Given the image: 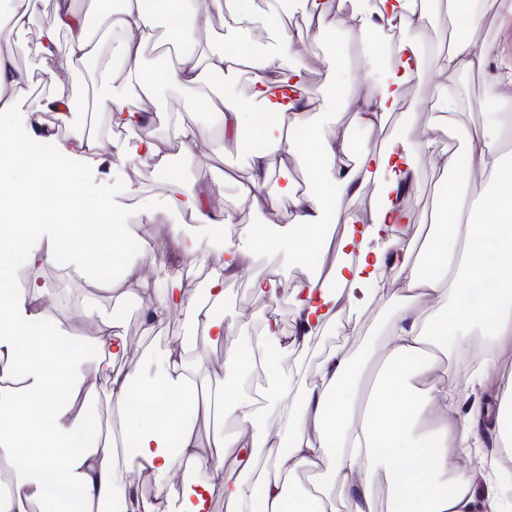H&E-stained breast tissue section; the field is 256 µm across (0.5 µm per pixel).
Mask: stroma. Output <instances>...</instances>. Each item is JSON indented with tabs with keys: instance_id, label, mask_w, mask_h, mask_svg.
Masks as SVG:
<instances>
[{
	"instance_id": "35a3bbf8",
	"label": "stroma",
	"mask_w": 512,
	"mask_h": 512,
	"mask_svg": "<svg viewBox=\"0 0 512 512\" xmlns=\"http://www.w3.org/2000/svg\"><path fill=\"white\" fill-rule=\"evenodd\" d=\"M500 2L484 0L482 21L470 32L473 41L493 44L495 50L485 70L466 74L459 79L460 109L454 118L453 129L435 128V117L424 106L437 85L436 78L427 69L422 70L403 89L397 108L389 118L390 124H398L405 114H414L419 127H434L435 147L439 150L460 147L458 129L481 128L487 110L490 75L502 74L506 69L512 71V17L504 12ZM41 29V19L31 17L18 32L15 43L0 45V59L27 75L33 85L49 82L42 70V57L38 52ZM19 41L28 46V53L17 51L15 44ZM292 64L302 70L313 93L306 111L315 131L325 136L344 135L352 143H361L363 133L355 124L353 109L343 108L339 101L331 98L329 87L340 75L355 88L379 81L386 67L385 61L372 55L368 44L351 37L346 41L341 62H334L320 39L312 35L305 45L297 47ZM183 105L184 100L178 92L161 85L153 97L143 103L151 115L150 122L145 125L117 127L113 125L109 112L102 111L91 116L79 107L68 113L67 125L72 130L91 126L103 141L114 140L130 146L143 139L165 138L172 171L195 183L202 193L212 196L217 206L235 215L236 222L232 230L226 233L227 242L239 243L253 226L260 224L273 226L278 233H287L292 220L289 206H281L275 212H255L241 202L239 189L229 174L244 166L248 157L233 139L225 137L221 129L213 124L209 113L198 112L194 115L197 125L206 133L204 143L188 147L174 138L172 116ZM64 160L78 177L84 194L108 200L124 214L129 237L149 241L153 246L149 253L126 248L127 261L141 266L144 274L139 279H114L108 290L103 289L99 282L86 283L79 278L65 280L53 275L44 280L48 288L55 290L63 284L75 293L72 305L61 311L56 321V327L63 335L81 336L87 333L93 324L90 309L111 314L114 332L123 336L129 345L127 353L116 360L115 367L132 373L140 366L144 351L179 338L190 341L195 336L194 325L184 317L168 323L147 324L140 298L162 287L168 272L177 271L183 275L185 290L197 299H204L209 280L220 271L219 262L216 256L210 255V242L205 239L203 230L190 213L166 206L167 181L163 172L130 161L92 165L76 154L65 155ZM272 160L274 170L263 187L264 192L275 193L287 179L299 190L310 188V172L304 157L276 153ZM447 179L446 173L422 164L407 188L408 218L398 232L414 238L416 248H423L427 244L440 191ZM145 204L157 209L156 223H139L138 214ZM190 237L200 238L202 250L209 253L207 261L198 263L188 258L183 250V242ZM272 261V256L255 252L246 272L224 281V304L220 312L226 321L236 325L238 335H250L269 312L277 316L283 335H290L293 331V289L306 279L309 269L294 259H283L281 297L272 302L255 294L249 286L251 275L263 272ZM361 341V334L340 329L333 323L327 324L313 337L303 362L307 385L317 383L319 362L329 350L338 347L353 350ZM440 367L448 372V389L455 400H462L468 394L490 396L496 391V372L490 365L469 367L456 363L453 358L444 357L440 360Z\"/></svg>"
}]
</instances>
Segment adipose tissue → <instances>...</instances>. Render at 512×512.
Segmentation results:
<instances>
[{
	"label": "adipose tissue",
	"mask_w": 512,
	"mask_h": 512,
	"mask_svg": "<svg viewBox=\"0 0 512 512\" xmlns=\"http://www.w3.org/2000/svg\"><path fill=\"white\" fill-rule=\"evenodd\" d=\"M427 13V5L416 0H337L332 10L317 4L306 29L282 31L275 49L260 50L240 40L203 57L182 54L175 66L149 71L142 56L158 16L182 18L176 30L182 42L197 41L215 14L237 28L264 31L277 28L279 16L258 11L254 0H124L113 53L125 81L84 101V110L106 107L115 124L129 126L149 119L137 99L151 97L162 83L177 88L189 102L188 112L175 120L181 143L193 145L204 136L192 119L196 112L210 113L238 142L253 136L264 141L237 173L241 199L255 211L289 203L293 222L287 233L265 226L245 244L225 247L222 271L209 281L206 300L189 296L177 274L143 298L147 322L183 314L199 334L193 345L150 353L147 370L134 377L112 368L113 357L125 353L127 345L113 334L111 319H99L93 335L76 340L52 324V295L39 281L1 291V383L12 379L21 327L33 325L37 331L21 386L0 394V470L11 475L0 512H38L48 503L58 504L61 512H102L118 496L123 512H206L218 494L225 512H331L337 503L344 512H512L496 490L495 475L483 469L465 472L459 462L462 452L479 446L485 424L493 426L500 448L512 447V369H499L494 399L472 403L463 412L448 400V381L437 373L436 355L440 341L447 339L459 361L470 360L467 337L475 328L494 342L497 354L512 349V162L503 153L504 142L512 139V114L503 107L512 98L493 93L497 111L488 113L482 132L468 137L462 153L435 150L433 139L409 117L400 131L385 130L402 87L423 66L444 77L427 102L429 111L455 114L452 82L483 70L491 48L462 37L446 53L424 60L417 41L397 42L385 80L369 84L356 109L365 138L355 149L344 138L303 134L310 99L304 76L296 68L282 73L276 63L313 33L338 57L344 51L342 33L369 43L387 28H422ZM35 15L44 21L46 38L58 31L68 35L63 53L48 45L42 49L44 70L57 92L26 116L39 132L44 113L64 110L59 69L89 63L108 77L89 20L105 21L110 13L105 0H88L83 11L75 0H18L13 23L0 24V39L13 40L18 27ZM241 70L249 74L250 112L233 99L203 92L205 77ZM275 151L308 160L313 191L298 192L288 182L277 193L261 192ZM415 152L448 175L434 236L417 253L406 237L383 236L387 225L405 213L398 199L414 169ZM0 155L11 166L9 174L0 175L1 279L11 275L14 240L48 213L55 218L48 228L49 245L31 251L28 262L51 263L57 249L64 248L67 276L83 278L93 267L120 257L123 224L105 201L88 199L74 175L36 166L24 144L1 138ZM465 167L481 173L479 195L460 179ZM167 180L171 199L189 207L208 236L221 237L234 224L232 213L213 210L180 176L169 173ZM370 183L379 202L362 220L353 207L360 188ZM90 211L98 223H86ZM329 216L343 226L337 250L356 249L354 262L323 265L327 249L320 229ZM258 248L314 260V273L294 290L302 331L282 337L277 317L270 315L245 345L231 344L227 338L236 327L217 311L224 301V280L241 272ZM389 280L400 285L391 319L369 325L357 351H331L321 361L318 385L305 387L302 359L309 339L326 323L339 321L345 292L360 291L365 312L384 299ZM221 341L227 344V364L239 371L261 368L272 382L269 406L276 428L247 443L220 429L204 440L196 430L198 421L221 413L243 427L261 415L257 402L241 398L232 381L202 390L207 369L188 350ZM102 374L110 383L113 414L106 423L73 404L78 395L94 397V379ZM426 378L430 386L419 387ZM192 464L199 475L190 481L186 473ZM299 467L311 473V487L296 483ZM136 471L152 475V500L134 490ZM379 473L384 476L380 485L375 482Z\"/></svg>",
	"instance_id": "ef3b65f1"
}]
</instances>
